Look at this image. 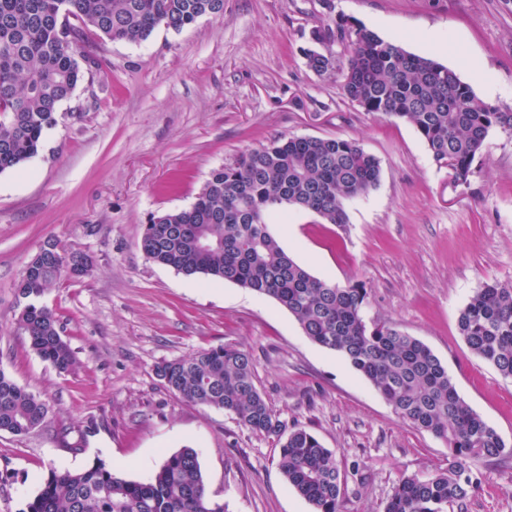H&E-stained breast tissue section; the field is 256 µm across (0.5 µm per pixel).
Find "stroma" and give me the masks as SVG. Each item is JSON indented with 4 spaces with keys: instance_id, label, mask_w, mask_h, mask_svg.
Returning a JSON list of instances; mask_svg holds the SVG:
<instances>
[{
    "instance_id": "35a3bbf8",
    "label": "stroma",
    "mask_w": 512,
    "mask_h": 512,
    "mask_svg": "<svg viewBox=\"0 0 512 512\" xmlns=\"http://www.w3.org/2000/svg\"><path fill=\"white\" fill-rule=\"evenodd\" d=\"M348 18L457 71L512 110V0H224L175 32L99 41L109 79L85 74L39 154L0 174V369L49 406L23 436L0 432V512H24L50 468L102 460L132 480L190 446L225 512H312L288 485L274 438L188 403L156 375L165 360L233 343L286 429L336 451L347 512H383L405 475L449 451L404 423L335 352L312 343L273 299L145 259L153 216L189 207L210 173L282 136L357 141L381 164L376 188L345 204V227L290 209L268 229L314 276L363 281L367 321L423 341L459 395L512 445V379L475 356L457 319L476 288L512 282V132L492 129L467 182L438 169L416 129L363 111L335 75L306 65L310 32ZM478 57L474 81L457 55ZM90 255L91 272L45 296L76 359L57 372L15 325L16 284L45 242ZM463 512H512V457L484 467Z\"/></svg>"
}]
</instances>
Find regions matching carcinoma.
Wrapping results in <instances>:
<instances>
[{"instance_id":"1","label":"carcinoma","mask_w":512,"mask_h":512,"mask_svg":"<svg viewBox=\"0 0 512 512\" xmlns=\"http://www.w3.org/2000/svg\"><path fill=\"white\" fill-rule=\"evenodd\" d=\"M224 13V0H0V173L26 164L58 122V108L84 77L77 56L85 40L96 49L108 38L138 42L158 27L180 31L203 16ZM343 45L345 63L315 50L307 66L334 72L345 97L363 111L414 126L437 168L464 183L494 127L512 131V112L478 98L456 72L405 50L347 19L317 26L312 39ZM380 161L344 138L282 137L242 153L212 171L195 202L145 225L139 247L147 260L185 276L204 275L276 300L305 336L339 354L373 384L394 413L440 439L448 468L393 486L384 512L462 509L482 485L481 467L512 456L494 427L458 394L448 369L421 340L396 326L367 322V288L311 275L270 234L280 208L347 224L345 202L380 181ZM68 275L62 259L38 255L16 288L25 301L16 325L30 349L58 372L75 359L54 312L40 304ZM471 351L512 378V284L476 289L458 316ZM164 386L184 401L222 410L246 429L274 437L279 467L313 512H345L344 476L336 452L305 429L286 431L255 383L249 351L225 344L156 367ZM48 404L0 369V432L22 436L40 426ZM24 512H224L206 491L199 453L167 455L144 481L103 461L79 470L52 469Z\"/></svg>"}]
</instances>
